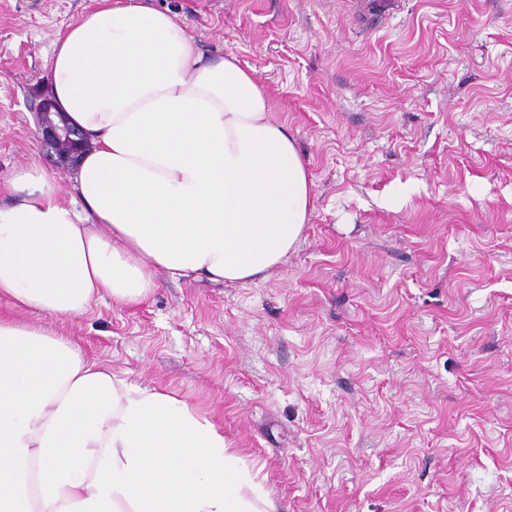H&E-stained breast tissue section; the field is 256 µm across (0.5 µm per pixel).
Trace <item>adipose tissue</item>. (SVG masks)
I'll use <instances>...</instances> for the list:
<instances>
[{
	"mask_svg": "<svg viewBox=\"0 0 512 512\" xmlns=\"http://www.w3.org/2000/svg\"><path fill=\"white\" fill-rule=\"evenodd\" d=\"M45 86L89 147L82 212L41 165L0 205V301L54 319L145 301L158 273L243 284L298 244L311 181L253 68L205 57L152 0H96ZM0 512H278L246 455L187 402L70 337L0 316Z\"/></svg>",
	"mask_w": 512,
	"mask_h": 512,
	"instance_id": "1",
	"label": "adipose tissue"
}]
</instances>
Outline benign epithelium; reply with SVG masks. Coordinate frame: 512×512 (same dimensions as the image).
Wrapping results in <instances>:
<instances>
[{"instance_id": "7a95c632", "label": "benign epithelium", "mask_w": 512, "mask_h": 512, "mask_svg": "<svg viewBox=\"0 0 512 512\" xmlns=\"http://www.w3.org/2000/svg\"><path fill=\"white\" fill-rule=\"evenodd\" d=\"M36 125L44 152L55 158L61 167L74 168L86 146L84 135L67 123L47 99L36 112Z\"/></svg>"}]
</instances>
